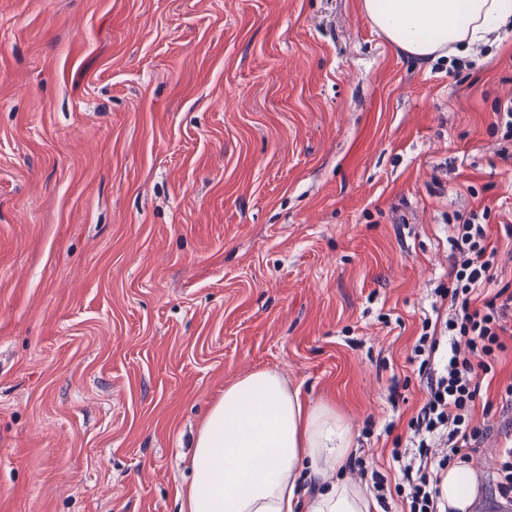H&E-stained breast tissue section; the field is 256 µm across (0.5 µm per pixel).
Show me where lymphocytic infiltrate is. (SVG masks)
<instances>
[{
	"mask_svg": "<svg viewBox=\"0 0 512 512\" xmlns=\"http://www.w3.org/2000/svg\"><path fill=\"white\" fill-rule=\"evenodd\" d=\"M486 217L476 210L456 214L449 271L454 285L436 291L448 303L446 334H421L414 345L426 399L409 421L406 449L391 451L409 512H449L440 483L451 463L470 461L484 435L473 424L476 395L481 379L501 363L506 337H512V285L499 280V250L490 241Z\"/></svg>",
	"mask_w": 512,
	"mask_h": 512,
	"instance_id": "1",
	"label": "lymphocytic infiltrate"
}]
</instances>
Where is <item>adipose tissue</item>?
<instances>
[{"instance_id":"ef3b65f1","label":"adipose tissue","mask_w":512,"mask_h":512,"mask_svg":"<svg viewBox=\"0 0 512 512\" xmlns=\"http://www.w3.org/2000/svg\"><path fill=\"white\" fill-rule=\"evenodd\" d=\"M361 8L397 50L422 60L512 27V0H361ZM351 444L329 407L306 402L277 372H252L225 387L198 432L186 512H294L301 498L306 512H370L364 492L339 475ZM307 468L318 480L310 491ZM440 488L453 512H468L476 474L451 466Z\"/></svg>"}]
</instances>
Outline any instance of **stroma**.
Wrapping results in <instances>:
<instances>
[{
    "label": "stroma",
    "mask_w": 512,
    "mask_h": 512,
    "mask_svg": "<svg viewBox=\"0 0 512 512\" xmlns=\"http://www.w3.org/2000/svg\"><path fill=\"white\" fill-rule=\"evenodd\" d=\"M512 31L421 61L360 0H0V512H181L225 386L334 410L347 481L393 448L456 211L512 281ZM498 369L470 512L500 505Z\"/></svg>",
    "instance_id": "stroma-1"
}]
</instances>
